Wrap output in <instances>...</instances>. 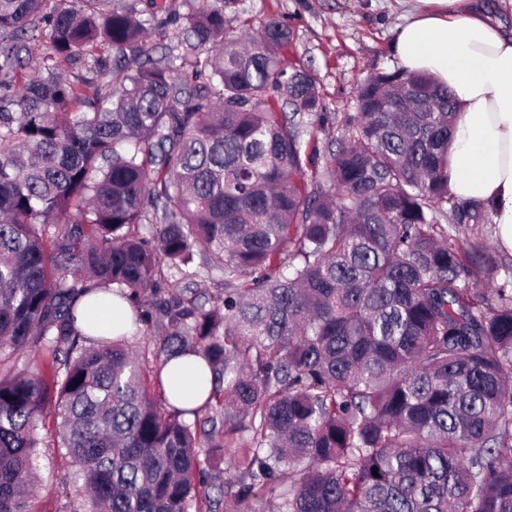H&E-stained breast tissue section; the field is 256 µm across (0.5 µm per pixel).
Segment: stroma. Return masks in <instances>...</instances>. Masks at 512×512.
<instances>
[{
  "instance_id": "35a3bbf8",
  "label": "stroma",
  "mask_w": 512,
  "mask_h": 512,
  "mask_svg": "<svg viewBox=\"0 0 512 512\" xmlns=\"http://www.w3.org/2000/svg\"><path fill=\"white\" fill-rule=\"evenodd\" d=\"M400 12L395 0H237L225 10L224 19L234 29L253 32L270 18L290 29L284 56L315 79L329 117L318 134L319 156L310 173H323L344 131L345 115L353 109L356 86L373 73L397 69L392 43ZM185 27V20H169L163 30H149L146 43L153 58L172 54L181 72L188 73L194 52L185 41ZM38 432L42 443L31 512H84L80 470L58 447L52 418L40 422Z\"/></svg>"
}]
</instances>
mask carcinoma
Instances as JSON below:
<instances>
[{
	"label": "carcinoma",
	"mask_w": 512,
	"mask_h": 512,
	"mask_svg": "<svg viewBox=\"0 0 512 512\" xmlns=\"http://www.w3.org/2000/svg\"><path fill=\"white\" fill-rule=\"evenodd\" d=\"M44 2L0 0V347L49 365L0 376V512H28L48 412L85 512H204L201 452L248 512L275 493L278 512H512V262L464 241L493 221L448 188V88L367 78L310 191L297 116L326 117L281 59L283 22L253 39L224 0H184L190 83L172 55L141 60L156 0ZM209 256L222 296L159 276ZM114 295L164 355L156 375L204 359L202 406L154 396Z\"/></svg>",
	"instance_id": "1"
}]
</instances>
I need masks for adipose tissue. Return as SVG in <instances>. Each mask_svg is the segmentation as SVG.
<instances>
[{"mask_svg":"<svg viewBox=\"0 0 512 512\" xmlns=\"http://www.w3.org/2000/svg\"><path fill=\"white\" fill-rule=\"evenodd\" d=\"M396 25L401 69L448 87L459 111L449 188L493 212L512 252V33L480 0H411Z\"/></svg>","mask_w":512,"mask_h":512,"instance_id":"ef3b65f1","label":"adipose tissue"}]
</instances>
